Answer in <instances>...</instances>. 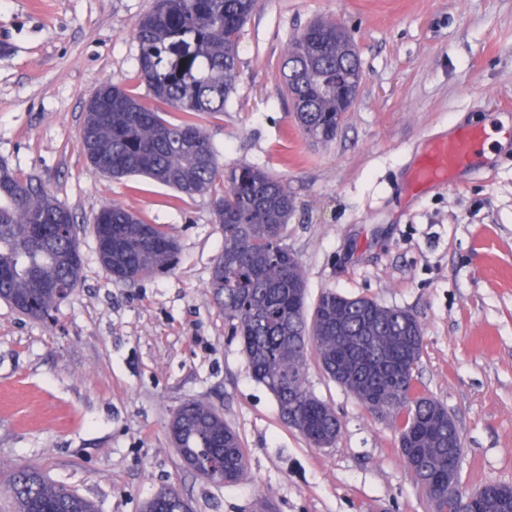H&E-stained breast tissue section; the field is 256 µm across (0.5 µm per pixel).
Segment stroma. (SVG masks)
<instances>
[{
    "instance_id": "obj_1",
    "label": "stroma",
    "mask_w": 512,
    "mask_h": 512,
    "mask_svg": "<svg viewBox=\"0 0 512 512\" xmlns=\"http://www.w3.org/2000/svg\"><path fill=\"white\" fill-rule=\"evenodd\" d=\"M153 0H0V160L37 177L79 225L82 274L52 319L0 300V473L32 465L94 501L141 512L163 488L192 512H431L391 420L365 409L308 354L305 383L335 411V445L284 423L256 382L209 283L224 233L210 195L94 168L79 145L97 89L117 83L173 122L138 75L136 21ZM331 17L362 67L335 139L297 127L281 65L290 40ZM222 114L201 115L221 169L283 179L284 231L307 282L410 312L424 333L418 390L462 437L460 485L512 487V0H259L238 43ZM491 128L479 173L410 190L429 139ZM164 226L175 268L129 286L102 266L93 218L107 205ZM214 407L240 435L246 480L184 466L168 422Z\"/></svg>"
}]
</instances>
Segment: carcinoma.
I'll return each instance as SVG.
<instances>
[{
    "instance_id": "cac0c4a2",
    "label": "carcinoma",
    "mask_w": 512,
    "mask_h": 512,
    "mask_svg": "<svg viewBox=\"0 0 512 512\" xmlns=\"http://www.w3.org/2000/svg\"><path fill=\"white\" fill-rule=\"evenodd\" d=\"M257 0H154L135 23L139 77L154 99L188 115H215L234 89L237 44ZM283 81L295 121L312 141L336 136L361 82L357 50L334 19L311 23L284 57ZM82 150L111 176L142 175L189 196L224 190L212 199L224 231V250L209 284L254 379L276 398L282 418L312 445L335 443V411L304 385L308 348L315 349L326 375L374 413L388 415L398 430V447L433 512H456L448 473L459 466L448 440L462 447L448 409L417 392L415 369L423 330L405 310L332 290L306 313V282L298 256L283 231L294 209L288 186L252 166L221 171L210 138L197 123L171 122L121 85L102 86L88 106L80 132ZM100 261L113 279L134 284L172 266L178 246L158 224H145L119 206L102 208L93 219ZM82 270L73 215L36 179L19 177L0 161V299L19 312L45 319L76 287ZM169 431L188 463L211 458L210 445L224 440V483L247 476L238 434L210 405L185 402ZM13 512H97L96 504L51 482L33 467L6 476ZM486 483L477 490L480 512H512V494ZM182 497L164 490L143 512H180Z\"/></svg>"
}]
</instances>
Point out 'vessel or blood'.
Wrapping results in <instances>:
<instances>
[{
  "label": "vessel or blood",
  "instance_id": "1",
  "mask_svg": "<svg viewBox=\"0 0 512 512\" xmlns=\"http://www.w3.org/2000/svg\"><path fill=\"white\" fill-rule=\"evenodd\" d=\"M486 138V129L475 126L461 128L447 137L433 140L416 165L413 186L453 183L460 170L472 165Z\"/></svg>",
  "mask_w": 512,
  "mask_h": 512
}]
</instances>
